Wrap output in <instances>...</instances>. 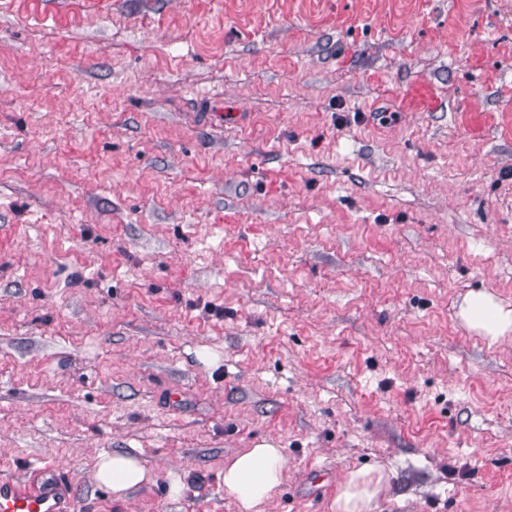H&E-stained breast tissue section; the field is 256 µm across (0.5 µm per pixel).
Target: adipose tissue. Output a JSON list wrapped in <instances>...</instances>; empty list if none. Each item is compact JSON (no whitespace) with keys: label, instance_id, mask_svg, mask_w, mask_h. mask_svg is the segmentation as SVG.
Listing matches in <instances>:
<instances>
[{"label":"adipose tissue","instance_id":"ef3b65f1","mask_svg":"<svg viewBox=\"0 0 512 512\" xmlns=\"http://www.w3.org/2000/svg\"><path fill=\"white\" fill-rule=\"evenodd\" d=\"M461 320L476 333L498 341L512 334V310L489 293L468 294L459 307ZM286 459L279 448H247L224 460V492L240 512H266L285 479ZM392 471L372 467L350 471L338 485L331 512H376ZM96 480L112 491L115 500L143 486L156 483L157 474L132 454L115 452L100 456Z\"/></svg>","mask_w":512,"mask_h":512}]
</instances>
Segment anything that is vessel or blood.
I'll use <instances>...</instances> for the list:
<instances>
[{
  "mask_svg": "<svg viewBox=\"0 0 512 512\" xmlns=\"http://www.w3.org/2000/svg\"><path fill=\"white\" fill-rule=\"evenodd\" d=\"M0 512H75V503L61 476L43 467L22 480L0 479Z\"/></svg>",
  "mask_w": 512,
  "mask_h": 512,
  "instance_id": "b4317fda",
  "label": "vessel or blood"
}]
</instances>
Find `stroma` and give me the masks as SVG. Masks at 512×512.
Masks as SVG:
<instances>
[{
  "label": "stroma",
  "instance_id": "stroma-1",
  "mask_svg": "<svg viewBox=\"0 0 512 512\" xmlns=\"http://www.w3.org/2000/svg\"><path fill=\"white\" fill-rule=\"evenodd\" d=\"M472 292L512 309V0H0V478L238 512L271 446L268 512L377 465V512H512ZM285 473L283 449L246 448L224 459V493L241 512H266ZM95 478L110 488L113 498L119 501L125 500L135 489L156 483L159 476L146 468L137 456L115 452L100 455L95 466Z\"/></svg>",
  "mask_w": 512,
  "mask_h": 512
}]
</instances>
